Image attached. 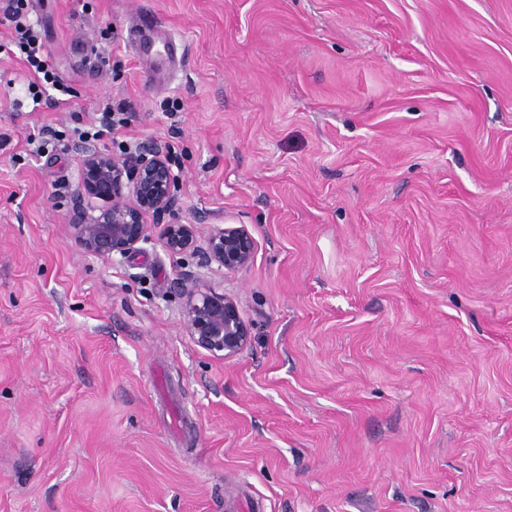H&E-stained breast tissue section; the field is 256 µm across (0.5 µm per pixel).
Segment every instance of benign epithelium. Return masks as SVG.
<instances>
[{
	"instance_id": "obj_1",
	"label": "benign epithelium",
	"mask_w": 512,
	"mask_h": 512,
	"mask_svg": "<svg viewBox=\"0 0 512 512\" xmlns=\"http://www.w3.org/2000/svg\"><path fill=\"white\" fill-rule=\"evenodd\" d=\"M181 172L173 169L162 151L143 148L118 159L110 153L86 151L78 175L80 205L69 219L75 244L84 252L127 256L148 240L145 216L153 214L168 252L194 254L206 234L205 266L226 271L247 267L254 240L243 225L163 222L173 212ZM187 335L212 356L229 361L251 339L250 325L238 301L217 288L193 282L180 289Z\"/></svg>"
}]
</instances>
